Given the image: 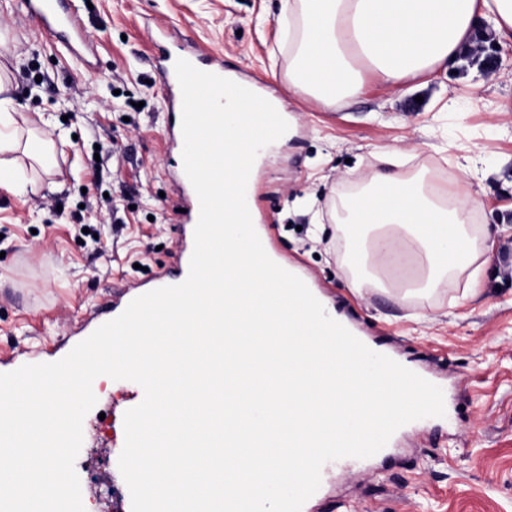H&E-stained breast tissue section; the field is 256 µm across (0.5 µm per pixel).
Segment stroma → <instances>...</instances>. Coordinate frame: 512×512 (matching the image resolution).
I'll list each match as a JSON object with an SVG mask.
<instances>
[{"label":"stroma","mask_w":512,"mask_h":512,"mask_svg":"<svg viewBox=\"0 0 512 512\" xmlns=\"http://www.w3.org/2000/svg\"><path fill=\"white\" fill-rule=\"evenodd\" d=\"M94 53L80 55L0 0V74L10 112L56 141L51 175L0 190V373L65 357L108 322L101 306L168 266L184 238L180 149L157 76L155 38L224 61L243 85L283 99L288 132L261 151L250 207L272 253L356 335L442 388L445 417L396 431L382 455L329 467L309 512H512V46L496 64L465 53L427 85L365 77L326 111L288 91L283 0H73ZM408 151L402 172L464 179L496 241L493 276L401 302L355 294L337 223L314 215L359 174ZM473 164L467 176L456 165ZM140 386L100 377L75 460L84 504L126 512L116 428Z\"/></svg>","instance_id":"35a3bbf8"}]
</instances>
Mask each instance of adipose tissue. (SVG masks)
I'll return each instance as SVG.
<instances>
[{"instance_id": "1", "label": "adipose tissue", "mask_w": 512, "mask_h": 512, "mask_svg": "<svg viewBox=\"0 0 512 512\" xmlns=\"http://www.w3.org/2000/svg\"><path fill=\"white\" fill-rule=\"evenodd\" d=\"M293 67L288 90L332 110L357 96L364 71L396 85L453 68L474 44V28L490 19L498 43H512V0H286ZM0 78V187L24 168L48 171L52 142L19 126L8 112ZM343 203L348 266L359 270L355 291L387 274L403 297L429 296L448 278L479 280L476 261L491 251L486 234L469 230L476 198L425 189L396 172L374 171Z\"/></svg>"}]
</instances>
